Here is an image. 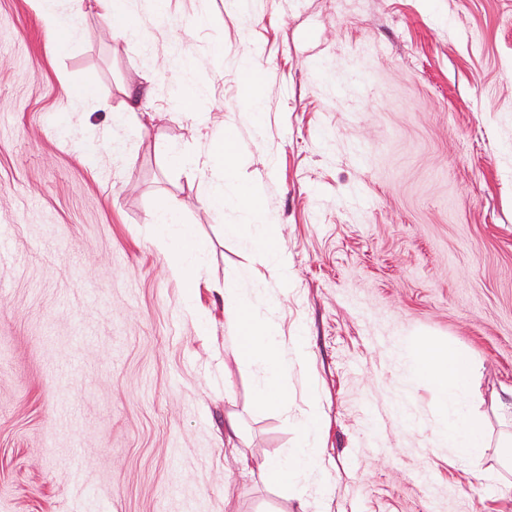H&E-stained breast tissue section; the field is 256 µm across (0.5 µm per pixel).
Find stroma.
I'll use <instances>...</instances> for the list:
<instances>
[{"label":"stroma","instance_id":"obj_1","mask_svg":"<svg viewBox=\"0 0 512 512\" xmlns=\"http://www.w3.org/2000/svg\"><path fill=\"white\" fill-rule=\"evenodd\" d=\"M131 7L150 47L93 14L59 47L32 0H0V225L13 237L0 264V512H68L76 462L108 512H294L293 492L227 448L224 416L243 418L248 456L275 459L313 408L315 512H512L494 451L469 461L440 447L435 396L404 371L420 343L462 351L497 440L492 398L512 388V0ZM189 55L210 87L201 109L237 128L238 171L261 185L288 257L287 283H245L274 300L284 346L306 336L310 369L289 377L284 412L253 410L261 374L225 373L220 294L199 291L214 319L200 335L174 256L152 239L166 199L204 241V279H237L246 262L222 229L241 207L226 201L216 218L208 179L164 152L206 144L197 115L171 106ZM89 80L94 96L67 110ZM147 85L138 125H114L126 90ZM254 91L258 132L244 108ZM108 133L122 153L102 154Z\"/></svg>","mask_w":512,"mask_h":512}]
</instances>
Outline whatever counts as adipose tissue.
I'll return each instance as SVG.
<instances>
[{
  "instance_id": "ef3b65f1",
  "label": "adipose tissue",
  "mask_w": 512,
  "mask_h": 512,
  "mask_svg": "<svg viewBox=\"0 0 512 512\" xmlns=\"http://www.w3.org/2000/svg\"><path fill=\"white\" fill-rule=\"evenodd\" d=\"M35 4L46 33L65 45L79 40L83 22L91 13L111 22L114 33L125 41L144 44L149 40L139 19L128 10L127 0H35ZM236 145L235 133L224 128L208 141L204 151L187 153L173 149L168 158L171 165L181 171L212 178L208 204L213 213L223 214L224 192L233 191L248 219L242 224L225 225V237L243 241L257 255L271 279L286 281L288 264L274 245L272 226L266 222L260 204V188L256 183L238 178L235 173ZM152 225L157 244L177 255L170 268L172 275L185 283L188 300H195L201 286L204 255L197 246L193 227L184 224L178 211L168 205L155 210ZM220 294L224 299V315L229 329L230 363L238 367L253 365L262 371L257 408L285 404L289 374L309 366L305 343L295 341L288 349L274 339L268 318L274 309L272 302H255L250 292L231 282L225 283ZM408 368L432 387L443 409L442 418L434 428L435 437L442 444L455 448L460 456L472 459L482 455L492 444L488 442L484 425L472 415L468 406L470 367L467 359L450 348L426 343L410 360ZM320 429V414H309L294 451L288 457L269 459L260 464L263 481L283 488L315 471L319 457L309 443V436ZM492 446H495L503 466L512 468V432L501 435Z\"/></svg>"
}]
</instances>
